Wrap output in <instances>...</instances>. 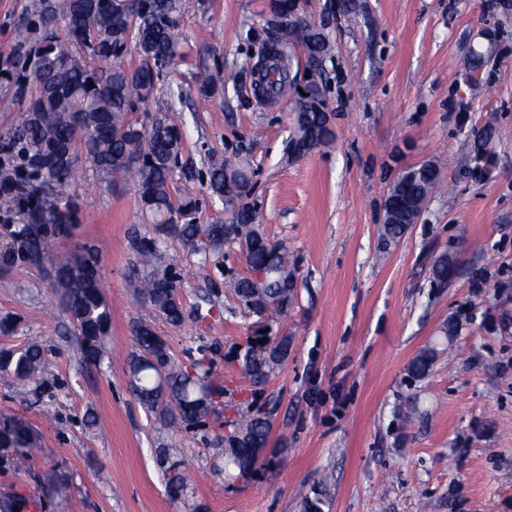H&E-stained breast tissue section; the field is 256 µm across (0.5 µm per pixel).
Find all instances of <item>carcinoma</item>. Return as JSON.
Masks as SVG:
<instances>
[{
	"instance_id": "1",
	"label": "carcinoma",
	"mask_w": 512,
	"mask_h": 512,
	"mask_svg": "<svg viewBox=\"0 0 512 512\" xmlns=\"http://www.w3.org/2000/svg\"><path fill=\"white\" fill-rule=\"evenodd\" d=\"M294 7L293 0H269L265 28L278 29ZM183 0H32L13 30L14 52L5 79L13 85L14 102L23 112L14 126L0 131V203L19 224L13 237L23 259L40 264L55 241L69 238L79 224L80 194L75 173L85 165L107 184H132L142 211L157 232L193 243L206 239L219 250L227 241L222 224H194L197 166L181 150L183 131L169 113L154 117L145 105L170 73L181 41ZM291 43L308 49L306 64L322 67L331 55L323 25L308 21L292 28ZM138 64L123 61L129 50ZM286 53L273 57L263 95L278 96L287 83ZM221 67L197 80L198 94L209 98L224 90ZM289 142L298 150L330 144V118L314 107L295 102ZM211 196L224 200L227 184L238 189L236 221L241 232L254 236L247 260L250 271L265 274L262 288L251 287L248 277L225 282L242 302L259 297L269 305L266 314L280 316L294 298L293 262L285 246H267L251 205L254 183L250 170L228 159L209 167ZM440 171L423 162L408 168L390 188L385 201L383 235L401 236L410 209L440 190ZM132 274L137 294L168 324L184 322L179 274L169 265L159 268L161 251L154 237H142L136 247ZM55 290L71 318L86 362L97 365L108 356L105 339L111 333L112 313L100 274V258L93 248L79 245L52 261ZM430 277L438 285L448 282V256L434 260ZM137 350L127 361L128 386L153 421L177 431L209 424L218 414L230 389L214 373L207 350L187 351V362L176 361L170 349L147 323L134 326ZM291 341L277 338L263 346L250 345L242 365L253 385L264 384L288 359ZM436 349L422 351L410 364V373L422 379L433 365ZM47 359L37 344L22 349H0V371H11L34 383L46 384ZM221 441L228 445L223 465L216 472L232 481L244 472H258L263 458L253 445L267 446L271 424L248 406ZM0 474L14 470L22 458L33 455L30 434L21 425L0 429ZM159 466L170 494H187L191 483L183 462L162 448ZM46 482L61 497L69 491L68 477L50 472ZM327 486L320 483L304 496L303 512H324ZM37 505L16 493L0 494V512H31Z\"/></svg>"
}]
</instances>
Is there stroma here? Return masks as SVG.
Masks as SVG:
<instances>
[{
  "instance_id": "35a3bbf8",
  "label": "stroma",
  "mask_w": 512,
  "mask_h": 512,
  "mask_svg": "<svg viewBox=\"0 0 512 512\" xmlns=\"http://www.w3.org/2000/svg\"><path fill=\"white\" fill-rule=\"evenodd\" d=\"M269 0H187L183 59L147 104L167 110L169 86L186 99L183 154L199 170L239 157L254 172L257 222L285 245L297 288L286 314L260 321L224 288L247 276L237 242L191 254L181 239L143 223L133 186L100 184L82 170L81 222L57 253L95 246L112 309L110 360L83 361L53 288L50 263L0 265V348L40 345L45 393L0 371V427L30 430L38 450L0 474V492L41 501V512H303L302 496L332 469L325 512H512V0H359L330 14L303 0L334 45L326 63L330 146L285 158L292 104L305 81L302 48L273 102L243 106L248 86L200 98L195 79L220 65L241 74L259 50ZM485 62L470 76L471 50ZM490 129L485 160L473 135ZM433 162L447 185L401 238L383 236L387 193L407 167ZM180 275V326L154 314L129 284L141 237ZM454 257L447 287L429 280L440 254ZM204 321H196L197 313ZM150 323L171 355L212 347V367L232 404L258 399L271 434L265 468L234 484L217 478L210 431L174 434L153 424L129 390L124 360L135 322ZM456 322L443 338L440 328ZM288 335L292 351L263 385L241 377L240 353L259 335ZM438 354L429 376L411 361ZM183 448L192 491L172 498L158 451ZM66 474L67 500L48 497L46 472Z\"/></svg>"
}]
</instances>
